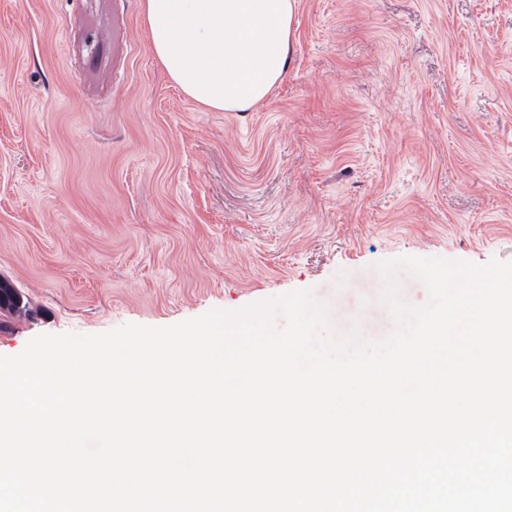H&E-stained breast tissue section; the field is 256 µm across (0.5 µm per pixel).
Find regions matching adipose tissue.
<instances>
[{
  "instance_id": "obj_1",
  "label": "adipose tissue",
  "mask_w": 512,
  "mask_h": 512,
  "mask_svg": "<svg viewBox=\"0 0 512 512\" xmlns=\"http://www.w3.org/2000/svg\"><path fill=\"white\" fill-rule=\"evenodd\" d=\"M296 0H144L151 48L193 101L221 112L266 99L284 74Z\"/></svg>"
}]
</instances>
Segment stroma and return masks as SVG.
<instances>
[{
	"label": "stroma",
	"mask_w": 512,
	"mask_h": 512,
	"mask_svg": "<svg viewBox=\"0 0 512 512\" xmlns=\"http://www.w3.org/2000/svg\"><path fill=\"white\" fill-rule=\"evenodd\" d=\"M406 255L512 262V0H296L244 112L170 79L142 0H0V355L307 289L380 339ZM19 289L0 278V332L7 329V316H12L25 307Z\"/></svg>",
	"instance_id": "1"
}]
</instances>
